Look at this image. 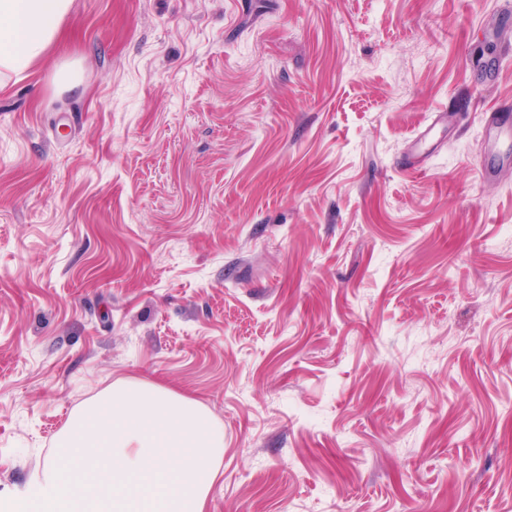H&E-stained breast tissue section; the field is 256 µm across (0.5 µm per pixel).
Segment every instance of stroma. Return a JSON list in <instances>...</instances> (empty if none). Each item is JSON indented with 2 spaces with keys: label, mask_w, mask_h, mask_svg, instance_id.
Segmentation results:
<instances>
[{
  "label": "stroma",
  "mask_w": 512,
  "mask_h": 512,
  "mask_svg": "<svg viewBox=\"0 0 512 512\" xmlns=\"http://www.w3.org/2000/svg\"><path fill=\"white\" fill-rule=\"evenodd\" d=\"M494 112L512 0H72L0 83V498L150 380L224 425L209 512H512Z\"/></svg>",
  "instance_id": "stroma-1"
}]
</instances>
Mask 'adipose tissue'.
Instances as JSON below:
<instances>
[{
  "mask_svg": "<svg viewBox=\"0 0 512 512\" xmlns=\"http://www.w3.org/2000/svg\"><path fill=\"white\" fill-rule=\"evenodd\" d=\"M72 0H0V79L40 63L55 43Z\"/></svg>",
  "mask_w": 512,
  "mask_h": 512,
  "instance_id": "adipose-tissue-1",
  "label": "adipose tissue"
}]
</instances>
